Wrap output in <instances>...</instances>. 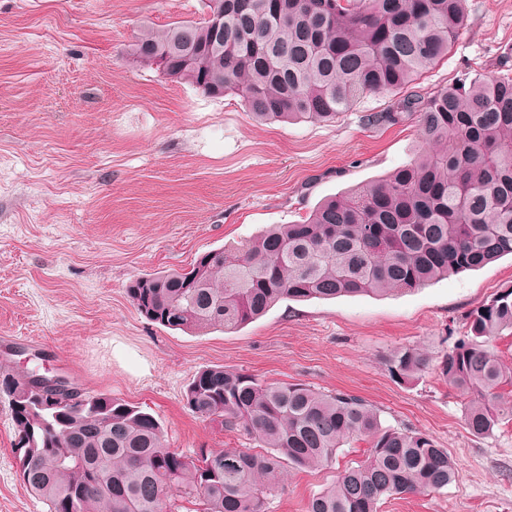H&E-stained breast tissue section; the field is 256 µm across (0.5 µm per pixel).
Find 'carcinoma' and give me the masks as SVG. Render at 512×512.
<instances>
[{"label":"carcinoma","mask_w":512,"mask_h":512,"mask_svg":"<svg viewBox=\"0 0 512 512\" xmlns=\"http://www.w3.org/2000/svg\"><path fill=\"white\" fill-rule=\"evenodd\" d=\"M224 15L144 28L131 45L139 64L205 94L241 98L259 124L331 122L365 97L395 92L369 127L415 123L420 147L407 163L321 202L299 224H274L237 247L209 252L188 270L133 280L127 293L148 320L205 334L235 330L282 300L380 295L426 284L512 255V76L455 82L434 92L414 83L448 54L467 23L465 0H211ZM466 332L439 364L467 398L469 433L512 417V371L488 344L512 335V289L471 310ZM402 381L429 365L417 348L385 358ZM6 401H51L12 415L30 442L16 458L26 490L48 512H266L294 469L333 461L365 441L367 460L314 495L306 512H379L390 497L439 491L458 477L448 450L425 432L382 426L360 396L305 383H263L222 365L198 371L184 399L200 417L243 431L262 452L226 448L191 458L170 447L141 407L80 390L56 396L30 372L0 364Z\"/></svg>","instance_id":"obj_1"}]
</instances>
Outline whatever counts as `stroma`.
I'll return each mask as SVG.
<instances>
[{
	"label": "stroma",
	"mask_w": 512,
	"mask_h": 512,
	"mask_svg": "<svg viewBox=\"0 0 512 512\" xmlns=\"http://www.w3.org/2000/svg\"><path fill=\"white\" fill-rule=\"evenodd\" d=\"M467 27L418 85L512 71V0H466ZM204 0H0V351L29 354L81 390L143 406L187 455L251 448L183 399L201 369L302 382L364 398L383 424L434 437L459 476L436 492L383 500L379 512H512V420L481 438L467 400L435 368L466 314L512 287V256L381 296L283 300L233 332L194 334L145 319L126 289L187 269L202 254L303 221L324 198L409 162L412 123L371 128L394 94L365 98L332 123L256 124L240 98H214L132 64L139 30L198 20ZM417 347L431 368L406 381L384 358ZM15 427L0 403V512H48L20 481ZM368 446L326 466L289 470L267 512L309 499Z\"/></svg>",
	"instance_id": "obj_1"
}]
</instances>
